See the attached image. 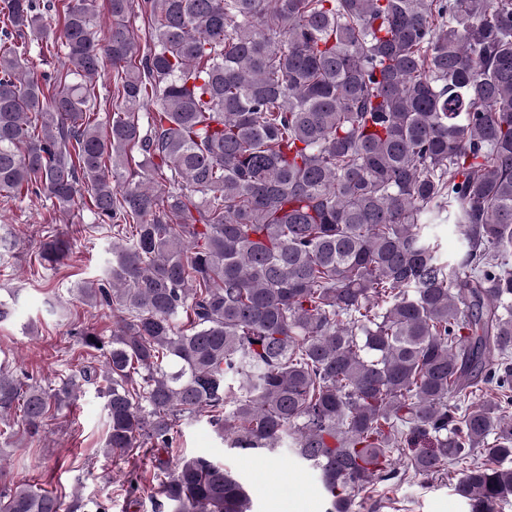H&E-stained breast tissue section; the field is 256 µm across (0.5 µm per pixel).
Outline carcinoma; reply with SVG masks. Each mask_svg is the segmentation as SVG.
I'll use <instances>...</instances> for the list:
<instances>
[{
  "mask_svg": "<svg viewBox=\"0 0 512 512\" xmlns=\"http://www.w3.org/2000/svg\"><path fill=\"white\" fill-rule=\"evenodd\" d=\"M109 14L101 40L93 0L0 8V193L108 226L77 293L113 317L108 337L76 333L83 364L52 388L0 371V443L92 385L128 492L157 460L155 512H250L224 467L159 459L200 416L231 448L288 444L326 512L448 469L469 512H495L512 492V0ZM450 217L452 258L433 234ZM70 249L46 231L38 266ZM87 507L0 488V512Z\"/></svg>",
  "mask_w": 512,
  "mask_h": 512,
  "instance_id": "obj_1",
  "label": "carcinoma"
}]
</instances>
